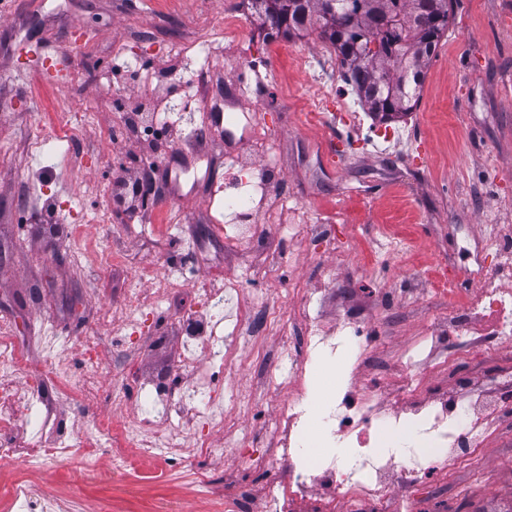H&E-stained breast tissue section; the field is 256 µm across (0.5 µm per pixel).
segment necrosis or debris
Here are the masks:
<instances>
[{"label": "necrosis or debris", "mask_w": 512, "mask_h": 512, "mask_svg": "<svg viewBox=\"0 0 512 512\" xmlns=\"http://www.w3.org/2000/svg\"><path fill=\"white\" fill-rule=\"evenodd\" d=\"M278 170L274 158H267L261 166L244 169L233 191L225 195L224 209L232 218L224 227L225 247L243 241L267 247L255 219ZM223 302V313L193 322L187 329L184 360L194 372L193 384L185 389L172 386L165 392L142 390L145 404L164 411L167 398L173 397L178 403L196 405L207 421L223 419L224 400L219 395L223 368L232 364L235 341L242 337L249 339L257 358L264 361L261 383L276 385L275 365L264 359L263 338L271 319L260 314L243 320L237 284L225 285ZM299 314L305 324L304 346L288 373L287 383L294 392L276 420L277 445L241 463L245 472L266 476L265 491L255 494L249 483L239 479L232 493L222 498L201 496L198 512H294L296 502L306 495L312 498L313 512H389L393 486L415 497L437 464L458 462L464 449L484 447L492 434L491 420L512 414V394L497 386L474 398H455L440 385L454 375L460 360L476 353L494 359L512 348V289L498 272H484L478 289L406 351L405 369L412 382L403 388L401 409L391 414L382 412L378 391L362 381L373 363L374 343L389 338L387 319H368L354 311L328 332L320 324L316 301L307 294L301 299ZM201 336L208 341L212 360L207 367L197 353ZM340 351L349 357L352 378L327 403L321 425L326 437L350 442L354 451L347 457L331 454L312 459L302 450L308 417L305 377L317 361ZM178 431V425L168 418L151 440L143 441L106 419L95 423L91 440L111 448L128 467L146 453L168 464L180 458L173 441ZM383 431L389 433L393 450H379ZM72 448L70 438L63 434L55 435L49 444L30 448L32 476L15 485L14 512H53L55 500L42 494L33 476L54 467Z\"/></svg>", "instance_id": "obj_1"}]
</instances>
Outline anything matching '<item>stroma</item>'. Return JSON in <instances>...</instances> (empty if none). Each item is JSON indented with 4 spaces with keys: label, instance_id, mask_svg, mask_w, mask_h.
<instances>
[{
    "label": "stroma",
    "instance_id": "35a3bbf8",
    "mask_svg": "<svg viewBox=\"0 0 512 512\" xmlns=\"http://www.w3.org/2000/svg\"><path fill=\"white\" fill-rule=\"evenodd\" d=\"M228 14L239 18L232 39L224 35ZM146 27L159 35L139 42ZM25 41L70 55L65 84L36 79L18 51ZM198 41L213 44L203 62L183 52ZM299 54L309 67L297 66ZM355 96L330 44L313 34L266 36L248 0H8L0 7V321L13 323L27 361L24 376L0 377L18 417L0 474V512H13L24 448L50 440L54 429L75 447L42 489L54 497L78 487L69 512L89 503L101 512H194L195 497L174 495V472L158 462L119 471L100 448L87 469L83 438L99 417L151 436L135 387L192 379L183 363L186 325L211 314L210 296L228 279L241 282L243 304L265 296L275 321L265 349L284 374L301 348L296 288L321 295L328 331L351 304L369 316L390 314L394 337L374 348L385 369L363 380L379 388L383 412L398 409L401 353L455 304L431 272L445 269L459 293L473 292L466 242L512 240V0H452L413 112L383 123L364 111L353 126L341 112ZM318 103L322 126H303L301 113ZM141 107L169 113L170 133L128 129L127 116ZM231 109L242 124L230 139L220 118ZM63 133L71 141L67 159L46 175L31 146ZM270 146L283 173L265 205L271 218L261 224L271 247L258 253L245 242L225 250L209 207L234 185L238 166L261 162ZM187 165L204 168L205 183L176 181ZM123 167L151 194L118 200L113 176ZM338 211L345 221L327 235L308 232ZM73 224L83 227L81 242L69 235ZM103 250L123 256V285L134 289L136 304L113 292ZM170 287L184 291L179 309L160 301L159 289ZM89 336L96 365L73 402L56 395L52 379L79 365ZM236 357L223 379V424L176 409L181 443L203 436L211 447L187 454L186 466L219 494L238 479L250 449L273 447L271 424L291 394L260 386L250 343L241 342ZM120 377L132 386L123 402L112 396ZM44 394L51 429L38 438L28 401ZM244 428L249 448L233 447ZM508 456L512 417L465 463L446 465L435 492L419 501L421 512H479L470 487L486 479L511 496L512 467L498 464Z\"/></svg>",
    "mask_w": 512,
    "mask_h": 512
}]
</instances>
